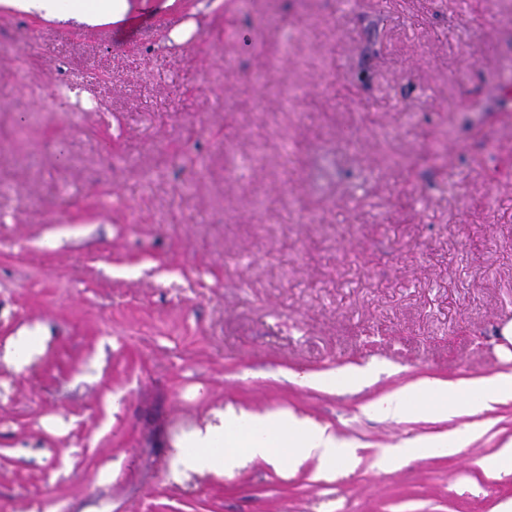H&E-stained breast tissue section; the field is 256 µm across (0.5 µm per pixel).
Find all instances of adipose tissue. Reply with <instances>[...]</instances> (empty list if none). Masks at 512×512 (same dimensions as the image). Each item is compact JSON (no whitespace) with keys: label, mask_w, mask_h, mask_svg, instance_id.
I'll return each instance as SVG.
<instances>
[{"label":"adipose tissue","mask_w":512,"mask_h":512,"mask_svg":"<svg viewBox=\"0 0 512 512\" xmlns=\"http://www.w3.org/2000/svg\"><path fill=\"white\" fill-rule=\"evenodd\" d=\"M16 11L55 18L63 22L96 25L122 21L130 10L128 0H0ZM512 400V374H499L459 385L442 380L411 383L385 400L387 412L402 416L416 403L447 417L464 408L473 413L493 409ZM317 458L321 474L335 473L337 460L358 461L355 445L341 442L329 427L293 413L217 409L204 426L193 429L178 444V464L183 471L228 473L243 461L256 458L296 470Z\"/></svg>","instance_id":"ef3b65f1"}]
</instances>
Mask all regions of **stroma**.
I'll return each instance as SVG.
<instances>
[{"label":"stroma","mask_w":512,"mask_h":512,"mask_svg":"<svg viewBox=\"0 0 512 512\" xmlns=\"http://www.w3.org/2000/svg\"><path fill=\"white\" fill-rule=\"evenodd\" d=\"M190 2L91 28L0 6V348L48 337L0 362V512H499L512 473L481 462L512 400L376 404L512 373V0ZM227 407L329 426L359 461L177 473ZM448 432L453 454L379 469ZM41 336L33 332H25L17 336L11 343L7 344L0 354V360L8 365L22 366L25 364L31 353L39 346ZM372 366L355 367L338 374H322V375H296L298 383L309 386H335L337 382H348L351 385H362L373 375ZM512 400V374H499L468 385L442 380L410 383L384 400L386 411L402 416L419 401L440 416H450L460 408L472 413L494 409L495 404ZM431 444H433L432 440L421 438L404 441L398 448H392L389 451V455L380 460L379 467L381 469H390L398 460L411 452L428 454L431 448H436L435 446H430Z\"/></svg>","instance_id":"1"}]
</instances>
